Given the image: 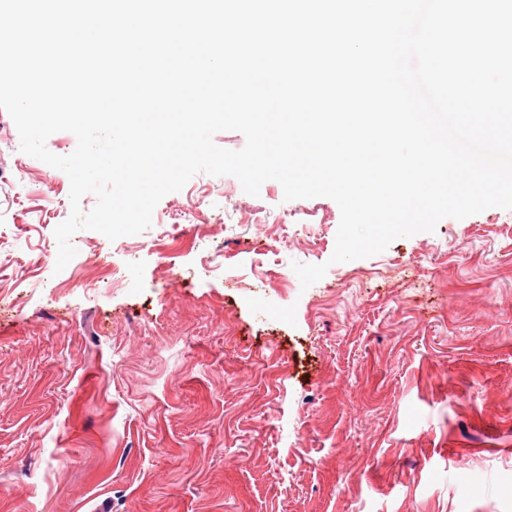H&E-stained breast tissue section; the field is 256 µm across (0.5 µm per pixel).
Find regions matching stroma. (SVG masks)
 I'll return each mask as SVG.
<instances>
[{"mask_svg":"<svg viewBox=\"0 0 512 512\" xmlns=\"http://www.w3.org/2000/svg\"><path fill=\"white\" fill-rule=\"evenodd\" d=\"M69 192L0 109V512H512V210L333 265L332 199L199 174L59 271Z\"/></svg>","mask_w":512,"mask_h":512,"instance_id":"35a3bbf8","label":"stroma"}]
</instances>
